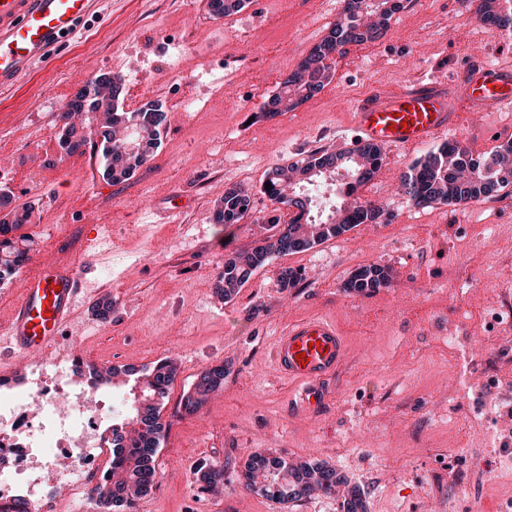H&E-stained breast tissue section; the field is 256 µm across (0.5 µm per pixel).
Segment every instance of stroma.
Returning a JSON list of instances; mask_svg holds the SVG:
<instances>
[{"label": "stroma", "mask_w": 512, "mask_h": 512, "mask_svg": "<svg viewBox=\"0 0 512 512\" xmlns=\"http://www.w3.org/2000/svg\"><path fill=\"white\" fill-rule=\"evenodd\" d=\"M206 2L99 0L70 41L0 92V193L28 209L20 232L33 242L19 278L0 286V327L31 267L94 254L89 293L55 355L137 370L176 359L156 480L137 512H341L348 486L299 506L245 489L244 465L258 454L325 462L363 490L368 512H468L474 493L485 512H497L512 500V329L499 313L502 290L512 289V193L481 207L412 206L396 184L422 151H388L358 189L384 205L387 219L273 256L232 300L218 296L215 279L224 255L271 235L270 217H290L262 194L267 172L318 148L337 150L359 91L444 80L470 57L507 61L512 34L473 20L464 0H416L384 37L346 45L316 96L267 117L264 103L327 34L340 0H258L202 24ZM208 66L224 74L222 85L203 77ZM99 74L122 75L120 111L171 103L154 156L121 185L103 176L100 155L60 147L58 114ZM186 97L199 108H180ZM456 138L469 154L488 155L512 141V111L464 117ZM176 183L194 204L180 223L165 224L151 207ZM238 184L250 189L252 212L215 223L216 200ZM372 263L392 268L390 286L346 292L351 274ZM285 267L303 270L297 288L281 289ZM105 288L106 322L96 314ZM316 314L336 322L348 356L325 383L327 409L297 413L270 362L271 341ZM218 364L228 370L223 388L198 413H183L182 393ZM475 396L495 418L471 420ZM480 458L495 477L478 470ZM210 465L224 471L217 496L199 480Z\"/></svg>", "instance_id": "stroma-1"}]
</instances>
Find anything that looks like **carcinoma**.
Instances as JSON below:
<instances>
[{"instance_id": "obj_1", "label": "carcinoma", "mask_w": 512, "mask_h": 512, "mask_svg": "<svg viewBox=\"0 0 512 512\" xmlns=\"http://www.w3.org/2000/svg\"><path fill=\"white\" fill-rule=\"evenodd\" d=\"M243 0H209L212 14L224 16L242 7ZM342 11L328 34L306 56L301 67L280 83L271 103L283 105L288 112L319 93L331 79V56L352 43L375 41L390 30V20L397 10L394 0H342ZM477 20L493 30L512 32V0H480ZM123 80L118 75H100L91 80L69 107H78L88 115L103 114L104 122L94 132L72 122V112H62L61 146L68 153L88 145L97 147L104 159L103 175L120 184L133 176L157 147L165 112L156 102H148L134 112L118 111ZM383 161L382 148L363 145L348 151L329 153L318 149L308 158L273 167L262 189L269 201L284 205L292 216L282 224L269 219L273 234L256 241L249 249L224 257L216 278L215 290L226 300L238 295L254 273L274 255L308 250L350 230L357 224H376L385 214L380 204L356 195L357 188L371 180ZM342 174L346 182L337 188L336 204L320 219L312 216L315 198L306 192L314 183ZM512 185V142L497 146L483 158L471 157L458 141L436 145L417 158L402 174L399 193L411 205L425 207L432 203L463 204ZM253 209L248 191L228 188L215 210L218 224H237ZM12 223H0V277L16 272L29 259L27 237L14 238L10 232L29 220L26 210L11 209ZM392 281L390 268L370 264L357 269L345 283L351 293L369 295ZM95 381L110 385L124 374L134 377L138 393L126 416L112 424V482L92 487L91 496L106 508L136 509L140 500L153 489L152 463L165 436L161 421L168 391L178 368L171 358L156 361L138 373L115 366L86 365ZM224 385V366L201 373L194 391L185 400L183 412H198L209 396ZM247 490L276 502H298L316 491L331 494L347 479L325 463L309 459L299 462L281 457L256 456L246 462L242 474ZM203 490L215 492L224 483L221 469L210 467L201 473ZM342 512H368L364 492L352 487L340 504Z\"/></svg>"}]
</instances>
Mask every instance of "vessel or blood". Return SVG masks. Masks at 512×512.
<instances>
[{
  "mask_svg": "<svg viewBox=\"0 0 512 512\" xmlns=\"http://www.w3.org/2000/svg\"><path fill=\"white\" fill-rule=\"evenodd\" d=\"M94 0H0V91L16 87L47 54L74 35ZM512 108V65L471 59L448 80H418L394 90L371 89L350 104L342 142L407 152L455 132L463 112ZM83 297L79 265H48L28 274L5 333L20 353L52 350ZM347 343L335 322L313 316L275 336L271 360L293 392L291 406L321 409L325 381L342 367Z\"/></svg>",
  "mask_w": 512,
  "mask_h": 512,
  "instance_id": "b4317fda",
  "label": "vessel or blood"
}]
</instances>
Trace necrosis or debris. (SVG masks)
<instances>
[{"label":"necrosis or debris","instance_id":"necrosis-or-debris-1","mask_svg":"<svg viewBox=\"0 0 512 512\" xmlns=\"http://www.w3.org/2000/svg\"><path fill=\"white\" fill-rule=\"evenodd\" d=\"M110 397L77 358L36 366L21 390L0 383V512H42L55 485L83 497L84 475L108 479Z\"/></svg>","mask_w":512,"mask_h":512}]
</instances>
